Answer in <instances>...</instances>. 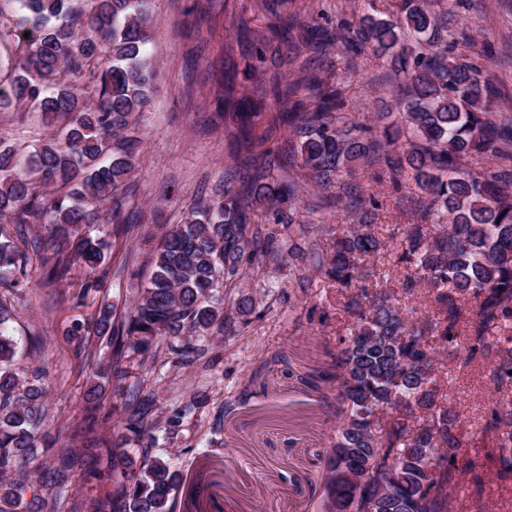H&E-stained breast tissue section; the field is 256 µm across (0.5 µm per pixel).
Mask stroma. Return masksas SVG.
<instances>
[{"instance_id":"stroma-1","label":"stroma","mask_w":512,"mask_h":512,"mask_svg":"<svg viewBox=\"0 0 512 512\" xmlns=\"http://www.w3.org/2000/svg\"><path fill=\"white\" fill-rule=\"evenodd\" d=\"M397 0H289L302 18H317L335 38L342 25L364 16L393 20ZM157 28L153 52L160 65L158 90L140 117L141 159L133 235L115 240L106 223L87 226L89 236L105 241L101 288L81 294L88 276L73 266L67 282L45 281L41 255L28 251L22 286L0 283V303L9 314L17 344L14 370L31 380L45 368L42 385L45 418L41 432L69 444L74 471L90 468L84 454L86 392L91 369L110 366L112 349L92 339L89 354L70 336L73 321L90 322L101 304L128 306L151 272L150 259L166 224L178 223L188 210L213 196L225 180L246 176L231 155L224 133L225 106L213 79L214 61L225 46L235 49L237 87L252 91L269 77L292 83L303 70L324 80L345 82L350 105L375 129L389 125L393 85L391 60L365 51L339 53L310 46L297 62L283 64L266 50L262 70L250 73L251 53L236 48L238 28L266 27L260 0H153ZM450 31L451 54L481 64L498 93L501 114L512 118V0H440L437 8ZM364 193L380 203L375 228L388 234L393 225L416 220L413 201L420 189L412 174L392 187L382 166L359 165L353 175ZM255 306L222 335L201 337L216 361L211 367L176 363L167 350L152 357L125 359V377L102 379L98 436L126 438L121 417L129 389L153 395L155 418L168 409L187 408L177 437L159 436L143 446L127 440L129 451L171 459L181 473L174 512H323L324 457L336 433L337 388L331 378L336 334L348 317L336 308V291L324 276L298 281L287 267L267 264L248 277ZM448 400L461 414V460L483 467L482 499L487 512H512V492L496 477L490 443L477 421L492 399L483 367H460L446 359ZM205 403H195L197 394Z\"/></svg>"}]
</instances>
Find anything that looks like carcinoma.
I'll use <instances>...</instances> for the list:
<instances>
[{
	"label": "carcinoma",
	"instance_id": "1",
	"mask_svg": "<svg viewBox=\"0 0 512 512\" xmlns=\"http://www.w3.org/2000/svg\"><path fill=\"white\" fill-rule=\"evenodd\" d=\"M150 0H0V112H39L57 133L37 142L0 139V281L21 282L26 257L5 228L45 219L54 226L48 277L59 280L80 260L94 272L104 260L100 243L82 226L102 216L120 239L132 230L125 203L134 193L139 165V116L155 91L157 65ZM279 20L270 32L286 39L301 32L293 50L313 31L308 20L285 18L281 0H264ZM396 21L363 19L355 36L340 41L357 53L388 55L406 75L395 107L402 125L376 132L351 111L346 87L307 77L316 92L304 111L224 113L234 149L263 163L242 187L193 207L161 237L152 273L131 307L105 304L92 326L112 344L113 376L128 349L150 355L159 343L190 364L208 349L193 337L245 316L254 299L235 290L249 271L269 260L311 267L336 289V306L349 316L338 338L340 389L335 441L325 456L324 512H448L449 489L462 478L473 486L462 512H485L484 477L474 461L457 466L460 413L448 403L443 355L459 367L482 364L499 395L479 421L498 452L497 478L512 489V124L495 121V101L483 66L448 53L436 24L433 0H399ZM29 36H24V33ZM286 122L295 141L285 152L303 178L275 179L276 159L263 148L258 129ZM376 158L393 186L406 170L423 193L419 224H403L382 238L374 230L378 200L344 179L351 165ZM492 158L493 168L464 169L467 158ZM306 192L316 207L343 205L357 223L336 231L331 252L304 249L295 237L291 203ZM264 213L256 222L255 211ZM288 237H283V229ZM393 257L406 269L402 288L385 291L369 281L364 262ZM224 285L235 296L230 309L214 299ZM426 290V313L412 318L402 295ZM0 307V512H21L44 491L60 492L76 481L65 458L44 466L37 482L6 479L23 468L36 447L45 411L44 390L21 386L12 371L14 339L1 325ZM153 398L137 393L125 402V428L152 441ZM186 410L164 417L178 434ZM422 418L416 427L412 419ZM101 476L112 494L71 512H172L178 476L170 460L136 458L124 443L98 449Z\"/></svg>",
	"mask_w": 512,
	"mask_h": 512
}]
</instances>
